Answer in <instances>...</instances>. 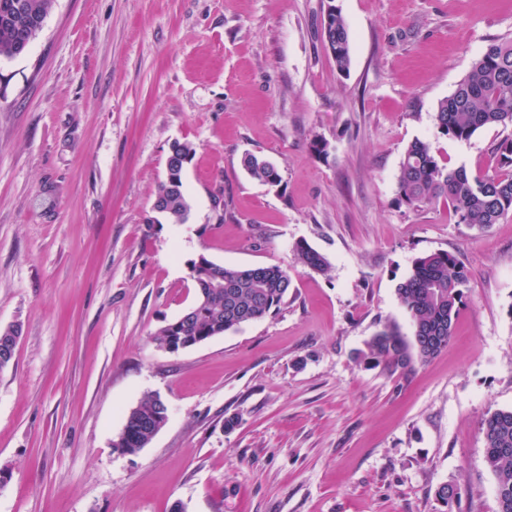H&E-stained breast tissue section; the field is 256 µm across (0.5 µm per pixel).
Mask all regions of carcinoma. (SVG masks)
Segmentation results:
<instances>
[{
  "label": "carcinoma",
  "mask_w": 512,
  "mask_h": 512,
  "mask_svg": "<svg viewBox=\"0 0 512 512\" xmlns=\"http://www.w3.org/2000/svg\"><path fill=\"white\" fill-rule=\"evenodd\" d=\"M54 0H0V57L18 56L22 44L36 38ZM323 39L333 48L336 69L345 73L351 64L347 21L335 9L323 21ZM440 134L468 140L477 131L512 124V40L493 41L472 64L455 91L442 100L435 114ZM499 169L473 176L464 168L450 169L432 153L428 143L416 140L405 151L398 176V201L421 206L444 198L459 220L487 228L512 212V139L496 147ZM195 154L189 142L170 147L165 180L158 186L153 211L174 224L185 223L190 203L180 168ZM244 170L270 185L280 183L276 167L253 154L244 156ZM302 265L323 272L328 258L306 241L293 245ZM208 276L195 283L197 297L189 309L156 330L153 340L165 349L189 348L224 332L260 320L278 310L288 297L291 277L278 265L221 266L206 261ZM468 275L463 262L448 252L415 259L410 274L396 288L401 306L409 314L413 334L407 340L392 323L387 324L359 354L364 366L403 376L448 347L458 312L467 301ZM162 403L158 395L145 394L126 415L121 452L136 454L159 429ZM485 460L497 479V512H512V410H497L482 422ZM442 512L457 498L453 483L435 493Z\"/></svg>",
  "instance_id": "cac0c4a2"
}]
</instances>
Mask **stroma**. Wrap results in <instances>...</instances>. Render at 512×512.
Wrapping results in <instances>:
<instances>
[{"label": "stroma", "instance_id": "35a3bbf8", "mask_svg": "<svg viewBox=\"0 0 512 512\" xmlns=\"http://www.w3.org/2000/svg\"><path fill=\"white\" fill-rule=\"evenodd\" d=\"M351 37L340 73L329 5ZM512 0H54L28 51L0 58V512H496L481 422L512 409V213L479 228L446 201L397 200L416 140L477 174L512 125L457 141L434 115ZM326 139L327 157L310 151ZM195 147L188 220L148 223L173 141ZM281 183L247 175L246 154ZM307 241L327 272L298 263ZM457 253L452 341L405 376L360 365L397 285ZM279 265L280 309L176 353L153 333L195 299L190 263ZM169 419L128 455V411ZM234 427H226L228 418ZM323 39L333 48V57L336 68L341 73L349 71L351 64V40L347 21L341 11L336 9L330 12L323 21Z\"/></svg>", "mask_w": 512, "mask_h": 512}]
</instances>
